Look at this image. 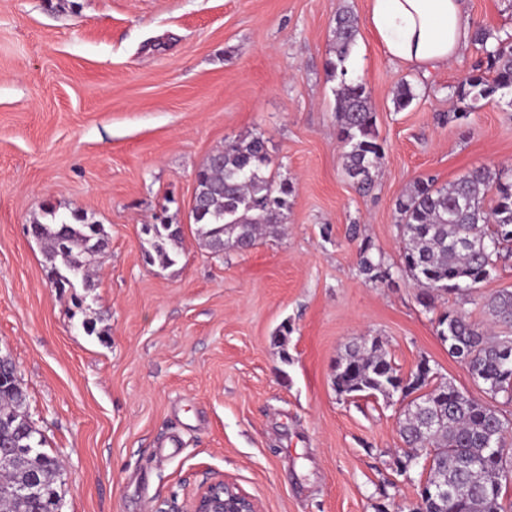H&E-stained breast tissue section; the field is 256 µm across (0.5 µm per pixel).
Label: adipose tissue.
<instances>
[{"label":"adipose tissue","instance_id":"adipose-tissue-1","mask_svg":"<svg viewBox=\"0 0 512 512\" xmlns=\"http://www.w3.org/2000/svg\"><path fill=\"white\" fill-rule=\"evenodd\" d=\"M369 25L391 60L426 72L459 57L472 40L465 0H371Z\"/></svg>","mask_w":512,"mask_h":512}]
</instances>
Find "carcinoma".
<instances>
[{"instance_id": "carcinoma-1", "label": "carcinoma", "mask_w": 512, "mask_h": 512, "mask_svg": "<svg viewBox=\"0 0 512 512\" xmlns=\"http://www.w3.org/2000/svg\"><path fill=\"white\" fill-rule=\"evenodd\" d=\"M358 20L348 12L336 14L334 59L328 62L338 80L336 119L345 174L367 191L378 175L384 153L376 142L375 116L366 86L349 76L347 62L356 42ZM472 40L486 56L487 68L477 62L472 73L456 86L463 104L457 117L482 107L499 93H512V36L501 37L480 26ZM271 160L260 137L224 145L209 155L196 176L199 207L193 215L196 233L218 253L227 247L245 250L255 244L260 231L276 226L289 207L292 186L267 173ZM494 205L486 207L488 194ZM401 217L402 264L429 299L433 293H462L491 277L498 262L512 253V180L489 167H477L456 181L438 186L435 180L418 181L397 199ZM50 222H35L30 233L43 245L50 261L61 259L56 269L60 289L79 279L90 286L94 269L84 263L72 268V258L100 253L96 247L108 237L103 225L86 224L77 211L58 216L48 211ZM150 236L149 264L172 265L178 257L183 229L178 224L143 225ZM362 271L375 280L391 277L382 259L360 251ZM489 327L472 323L466 314L448 310L436 319V332L448 352L464 364L473 381L495 400L512 402V289L503 288L485 304ZM416 388H427L422 399L410 401L399 421L405 448L397 454L403 471L422 458H432L427 485L446 487L448 495H418L410 512H506L503 483L512 480L506 438L512 420L493 405L476 400L434 373L420 374ZM398 370L380 345L353 342L336 362V393L388 397L397 392ZM27 393L13 361L0 368V450L27 449L21 468L0 465V512H47L57 493L61 462L40 451L42 438L25 412ZM41 483V494L19 498L14 490L30 475Z\"/></svg>"}]
</instances>
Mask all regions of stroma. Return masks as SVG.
Here are the masks:
<instances>
[{
  "instance_id": "stroma-1",
  "label": "stroma",
  "mask_w": 512,
  "mask_h": 512,
  "mask_svg": "<svg viewBox=\"0 0 512 512\" xmlns=\"http://www.w3.org/2000/svg\"><path fill=\"white\" fill-rule=\"evenodd\" d=\"M370 0H0V355L27 391L43 450L65 465L62 512H179L223 477L262 512H399L427 472L400 474L405 403L337 395L360 337L400 375L428 361L485 400L448 353V309L486 324L512 258L423 306L401 267L397 198L430 177L512 170V100L462 120L454 90L477 46L430 74L391 61ZM359 31L348 68L370 93L384 164L370 192L342 168L335 18ZM471 25L512 34V0H466ZM408 85L412 103L396 110ZM260 137L293 192L282 224L214 253L189 204L225 143ZM103 225L93 287L59 292L29 228L45 207ZM181 225L174 265H148L144 225ZM382 256L392 280L363 273Z\"/></svg>"
}]
</instances>
